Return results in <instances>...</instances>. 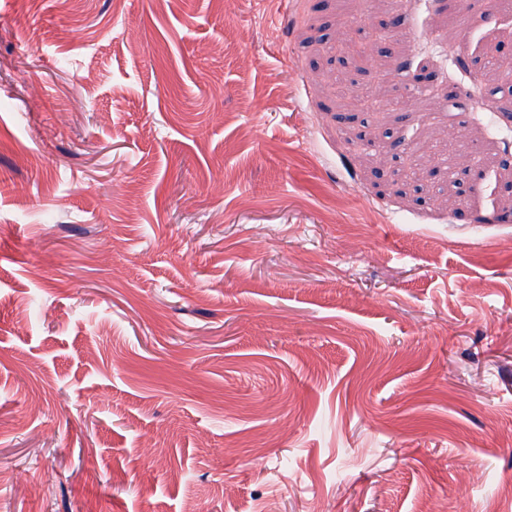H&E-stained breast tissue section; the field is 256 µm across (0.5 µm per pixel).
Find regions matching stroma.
Returning a JSON list of instances; mask_svg holds the SVG:
<instances>
[{
  "mask_svg": "<svg viewBox=\"0 0 512 512\" xmlns=\"http://www.w3.org/2000/svg\"><path fill=\"white\" fill-rule=\"evenodd\" d=\"M325 1L0 0V512H512V196L357 138L494 170L512 21Z\"/></svg>",
  "mask_w": 512,
  "mask_h": 512,
  "instance_id": "obj_1",
  "label": "stroma"
}]
</instances>
